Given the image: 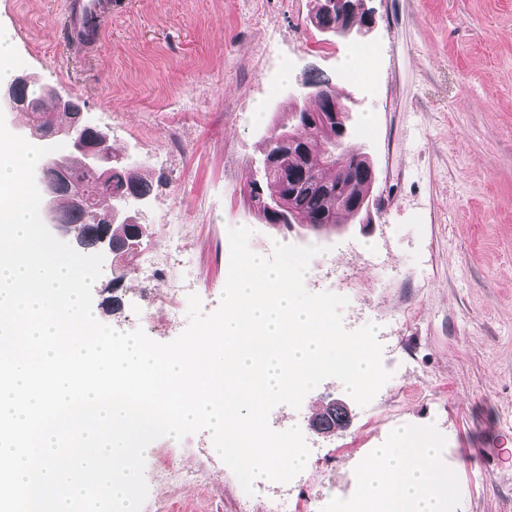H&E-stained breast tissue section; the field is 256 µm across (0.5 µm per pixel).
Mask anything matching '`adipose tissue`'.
<instances>
[{"label":"adipose tissue","instance_id":"ef3b65f1","mask_svg":"<svg viewBox=\"0 0 512 512\" xmlns=\"http://www.w3.org/2000/svg\"><path fill=\"white\" fill-rule=\"evenodd\" d=\"M373 490L372 512H440L441 483L429 441L414 431L403 433L392 447L378 449L367 466Z\"/></svg>","mask_w":512,"mask_h":512}]
</instances>
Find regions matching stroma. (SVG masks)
<instances>
[{"mask_svg": "<svg viewBox=\"0 0 512 512\" xmlns=\"http://www.w3.org/2000/svg\"><path fill=\"white\" fill-rule=\"evenodd\" d=\"M370 32L313 27L311 0H112L102 41L85 57L63 42L64 0H0L15 70L78 98L114 155L152 182L138 223L144 249L176 237L185 261L164 259L148 284L109 258L93 286L100 322L122 332L176 281L193 279L217 309L229 272L230 228L253 252L316 246L305 286L348 297L346 329L378 327L389 380L342 432L310 419L343 384L324 380L300 408L275 407L271 429L299 426L310 448L289 484L255 483L250 512L282 488L316 512H350L373 449L424 433L435 467L455 483L454 512H512V0H367ZM372 50L371 76L344 62ZM331 79L349 108L351 146L376 170L372 222L341 218L320 234L259 221L240 196L261 142L288 97L309 98L310 73ZM122 307L113 310V296ZM208 431L151 443L146 501L154 512H232L233 472L195 451ZM205 471V488L168 484L163 461Z\"/></svg>", "mask_w": 512, "mask_h": 512, "instance_id": "stroma-1", "label": "stroma"}]
</instances>
